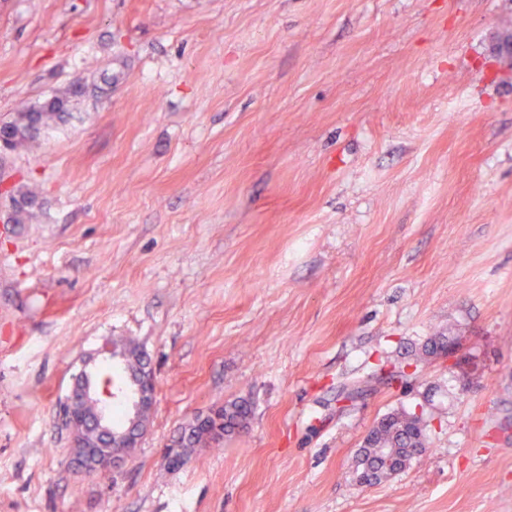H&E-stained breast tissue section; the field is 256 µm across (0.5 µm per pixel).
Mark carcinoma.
<instances>
[{
  "instance_id": "carcinoma-1",
  "label": "carcinoma",
  "mask_w": 512,
  "mask_h": 512,
  "mask_svg": "<svg viewBox=\"0 0 512 512\" xmlns=\"http://www.w3.org/2000/svg\"><path fill=\"white\" fill-rule=\"evenodd\" d=\"M67 101L55 99L39 107H28L15 118L0 126V137L5 136L11 148L33 141L49 122L62 119ZM13 222L27 223L35 199L28 192L10 197ZM72 424L77 428L89 425L94 406L83 401L79 390H74ZM250 409L243 402H232L221 410V428L225 432L242 427L249 419ZM427 425L421 416L398 410L382 417L369 431L357 459L359 478L373 484L392 473L405 469L411 460L427 448Z\"/></svg>"
}]
</instances>
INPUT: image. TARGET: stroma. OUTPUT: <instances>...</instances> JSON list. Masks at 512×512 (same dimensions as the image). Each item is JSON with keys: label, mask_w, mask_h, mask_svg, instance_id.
<instances>
[{"label": "stroma", "mask_w": 512, "mask_h": 512, "mask_svg": "<svg viewBox=\"0 0 512 512\" xmlns=\"http://www.w3.org/2000/svg\"><path fill=\"white\" fill-rule=\"evenodd\" d=\"M56 97L0 153V512H512V0H0V124ZM124 340L156 396L107 482L59 401ZM401 409L428 447L364 483ZM66 105V100L55 99L43 106L28 107L18 112L11 122L0 126V137H7L12 149L33 141L49 122L62 119ZM250 409L243 402H232L221 410V428L230 432L242 427L249 419Z\"/></svg>", "instance_id": "1"}]
</instances>
